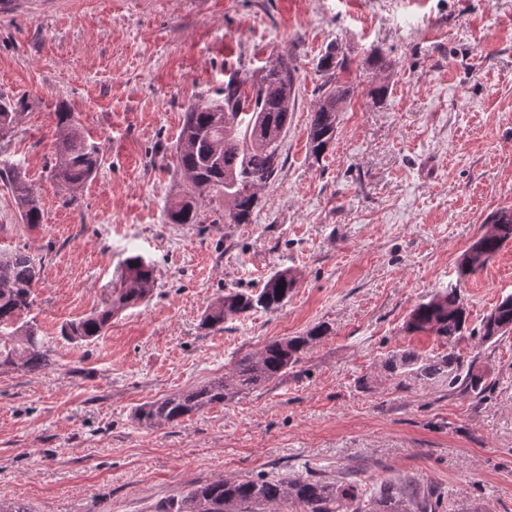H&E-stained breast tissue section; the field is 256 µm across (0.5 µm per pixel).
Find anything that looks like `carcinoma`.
<instances>
[{"instance_id": "carcinoma-1", "label": "carcinoma", "mask_w": 512, "mask_h": 512, "mask_svg": "<svg viewBox=\"0 0 512 512\" xmlns=\"http://www.w3.org/2000/svg\"><path fill=\"white\" fill-rule=\"evenodd\" d=\"M297 68L279 58L276 64L249 75H235L224 82V98L189 107L176 145L178 171L188 177L184 196L166 207L172 224H197L199 199L215 194L224 197L228 209L213 223L248 224L258 205L257 188L269 182L280 166V137L288 124L289 100L294 91ZM350 95V88L327 89L315 105L308 133L311 153L324 154L336 138V114ZM18 112L11 101L0 100V133L14 130ZM57 161L53 178L75 194L96 175L101 159L98 147L84 136L73 113H55ZM0 178L12 187L16 208L24 224L42 223L40 200L22 172L15 166L0 169ZM486 230L463 254L457 280L418 303L407 326L415 332H429L445 341L461 335L466 311L459 291L461 282L482 269L512 238V209L496 211ZM42 274V259L26 249L0 253V365L15 364L16 348L10 337L25 340L21 367L30 373L51 365L41 341L24 314L32 306L33 288ZM296 278L285 268L275 271L263 287L249 292H228L204 311L202 325L220 328L224 320L252 311L275 312L288 301ZM154 286V268L139 254L124 260L120 288L112 299L92 315L74 320L62 330L74 341L91 342L101 336L112 318L141 304ZM512 331V295L503 297L481 322V343ZM327 327L320 324L303 336L269 342L255 356L236 364V385L214 379L193 390L169 395L140 405L136 421L147 427L177 423L201 409L253 390L284 374L300 361V354L321 338ZM391 373H412L424 382L443 380L448 389L479 395L486 389L485 378L474 364H463L453 352L424 361L410 351L391 355L384 363ZM291 506L299 512H439L441 494L432 487L409 484L399 489L385 484L378 495L365 499L353 482L334 483L319 479L267 480L245 482L213 480L199 484L162 512H277Z\"/></svg>"}]
</instances>
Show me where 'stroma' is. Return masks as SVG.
<instances>
[{"label": "stroma", "mask_w": 512, "mask_h": 512, "mask_svg": "<svg viewBox=\"0 0 512 512\" xmlns=\"http://www.w3.org/2000/svg\"><path fill=\"white\" fill-rule=\"evenodd\" d=\"M333 47L341 64L322 71ZM280 56L297 79L251 223H214L220 197L202 201L199 223H168L186 185L175 144L187 109ZM329 85L351 93L317 158L307 134ZM0 97L20 112L0 165L20 168L43 212L22 223L0 179V249L44 259L27 318L51 359L36 374L0 367V498L159 512L215 479L319 477L368 496L430 485L442 512H512V333L477 338L512 293V240L461 282L454 344L407 330L488 216L512 208V0H0ZM62 108L102 157L74 196L50 175ZM134 253L155 270L147 300L93 342L63 337L108 302ZM283 268L296 286L280 310L202 326L224 291ZM321 323L327 334L278 379L176 424L135 420L141 404L232 379L242 357ZM450 348L483 373L482 396L382 367Z\"/></svg>", "instance_id": "1"}]
</instances>
